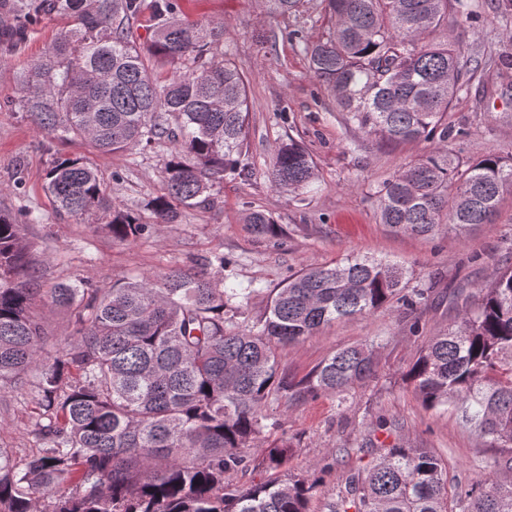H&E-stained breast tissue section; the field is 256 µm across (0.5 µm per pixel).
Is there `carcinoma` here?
I'll return each mask as SVG.
<instances>
[{"label":"carcinoma","instance_id":"cac0c4a2","mask_svg":"<svg viewBox=\"0 0 512 512\" xmlns=\"http://www.w3.org/2000/svg\"><path fill=\"white\" fill-rule=\"evenodd\" d=\"M300 0H262L286 15ZM329 37L307 46L315 79L333 92L347 125L391 142H436L376 191L381 223L395 233L459 236L491 224L512 187V154L463 160L448 151L445 117L462 89L458 42L433 35L452 14L472 19L467 0H324ZM155 21L143 50L130 21L143 8ZM179 0H0V40L18 44L46 16L70 24L17 77L26 112L58 140H82L102 154L172 144L166 193L150 199L157 224L227 174L246 177V80L229 58L215 59L224 36L213 21L179 18ZM174 72L161 83L150 62ZM316 165L290 138L277 147L267 179L282 192L307 188ZM57 213L88 216L131 243L146 225L109 205L98 169L58 158L46 174ZM0 212V389L27 384L42 410L32 430L41 444L16 461L0 448V512H309L318 482L278 477L239 487L227 475L250 465L246 450L267 428L274 393L306 399L340 395L374 371V349H342L295 382L280 371L276 346L316 335L344 318L366 316L400 297L409 311L427 301L400 295L406 272L355 256L303 269L274 289L267 311L237 321L245 288L224 287V256L196 272L172 269L93 286L61 282L48 302L69 311L73 334L55 354L33 311L35 271L22 221ZM247 223L267 234L261 211ZM407 380L430 409L452 405L463 423L499 449L489 477L448 488L440 457L392 447L345 479L328 512H512V267L495 270L475 303L415 355ZM288 441L264 449L258 464L279 469Z\"/></svg>","mask_w":512,"mask_h":512}]
</instances>
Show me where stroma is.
Segmentation results:
<instances>
[{"instance_id":"obj_1","label":"stroma","mask_w":512,"mask_h":512,"mask_svg":"<svg viewBox=\"0 0 512 512\" xmlns=\"http://www.w3.org/2000/svg\"><path fill=\"white\" fill-rule=\"evenodd\" d=\"M186 19L224 26L222 48L244 73L250 107V177L228 176L209 200L183 209L177 222L157 225L147 201L162 194L167 150L136 149L101 155L85 142L59 141L40 132L25 113L6 107L18 93L16 75L42 56L67 21L44 18L20 50L0 44V211H31L25 238L38 286L81 280L107 286L126 277H157L173 267L198 266L223 255L224 285L247 288L245 317L259 319L274 288L307 267L349 256L375 255L403 266L408 288L428 289L429 299L408 311L393 302L363 317L337 321L319 334L278 347L281 370L304 379L325 358L362 343L375 347V374L341 395L296 400L272 397L278 420L265 430L250 457L288 440L292 453L281 477H304L332 463L312 512L347 474L377 460L382 449L404 445L441 457L449 484L486 478L496 449L463 427L452 409H427L406 380L417 349L458 318L457 296H478L492 270L512 266V191L505 192L493 223L467 237L443 232L431 239L395 234L380 223L375 192L405 164L428 152L425 140L388 142L348 126L329 88L309 71L304 44L326 38L332 23L322 0H300L296 12L267 15L260 0H180ZM473 19L449 23L469 58L465 85L448 110V148L464 159L512 153V77L500 76L512 56V7L506 0H471ZM302 142L316 163L309 188L280 192L266 177L277 144ZM81 156L97 167L112 204L138 213L147 232L134 243L113 239L87 217L58 214L44 185L53 158ZM271 214L276 234L252 232L251 210ZM38 407L30 389L0 391V447L16 459L34 453L31 433ZM386 428H376V421Z\"/></svg>"}]
</instances>
